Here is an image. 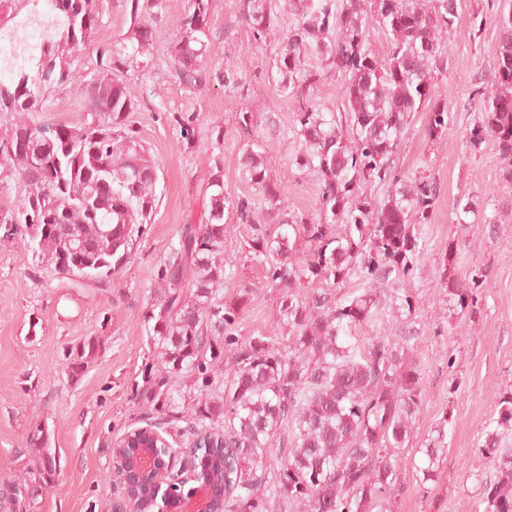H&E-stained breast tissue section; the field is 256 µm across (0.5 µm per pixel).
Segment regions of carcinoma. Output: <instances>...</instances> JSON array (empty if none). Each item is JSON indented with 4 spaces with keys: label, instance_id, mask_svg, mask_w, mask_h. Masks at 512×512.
Returning a JSON list of instances; mask_svg holds the SVG:
<instances>
[{
    "label": "carcinoma",
    "instance_id": "carcinoma-1",
    "mask_svg": "<svg viewBox=\"0 0 512 512\" xmlns=\"http://www.w3.org/2000/svg\"><path fill=\"white\" fill-rule=\"evenodd\" d=\"M125 2L130 26L122 47L103 45L87 64L78 58L99 25L94 0H0V22L31 3L56 19L39 54L0 80V115L11 118L0 134V183L17 185L14 203L0 210V228L7 234L25 228L24 250L64 285L79 284L73 275L89 271L107 286L132 258L156 203V166L127 124L140 100L115 73L152 47L164 0ZM289 10L297 23L280 40L276 73L280 91L297 104L302 148L294 163L317 174L319 212L310 220L286 212L285 188L271 177L263 145L246 146L241 162L242 178L266 200L263 219L249 199L225 187L222 160L214 157L202 210L180 227L161 265L166 287L146 315L157 364L145 365L132 399L166 421L173 439L183 431L224 437V447L198 451L190 480L212 486L224 512H282L284 506L376 512L389 502L405 464L422 385L418 367L404 362L417 339L415 296L403 288L386 295L379 285L412 275L440 191L430 175L405 176L393 156L416 112H427L429 138L448 131L450 112L437 81L448 66L443 36L457 18V0H289ZM210 14L211 0H185L178 17L170 58L185 89L237 84L233 71L207 64ZM242 16L256 41L278 26L273 0H243ZM372 21L385 37L382 56L368 46ZM498 23L491 86L473 90L483 112L466 138L475 152L488 141L495 145L502 179L511 184L512 10H500ZM308 54L344 77L341 111L325 112L306 94L318 80L304 68ZM66 86L85 89L81 124L30 119L43 111L48 90ZM375 184L388 193L372 196L368 187ZM226 209L250 225L252 252L282 289L284 344L242 338L237 312L218 298L231 276L224 263ZM299 242L306 246L301 259L293 256ZM353 279L357 288L336 294ZM317 281L326 287H313ZM482 284L446 271L440 288L456 317L465 319L475 313ZM390 314L404 320L403 335H366ZM100 350L99 340L89 338L68 354L69 376L83 375ZM174 375L190 379L197 395L173 389ZM447 424L445 418L434 427L418 450L414 467L424 482L435 481L447 452ZM29 445L43 451L47 466L38 482L47 484L54 456L38 434ZM272 455L277 465L269 471L264 460ZM478 456L490 470L479 487L485 512H512V393L499 400L497 426L485 432ZM31 483L13 482L11 500H26ZM131 488L145 512L156 508L153 482L134 479Z\"/></svg>",
    "mask_w": 512,
    "mask_h": 512
}]
</instances>
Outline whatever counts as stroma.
<instances>
[{
    "instance_id": "obj_1",
    "label": "stroma",
    "mask_w": 512,
    "mask_h": 512,
    "mask_svg": "<svg viewBox=\"0 0 512 512\" xmlns=\"http://www.w3.org/2000/svg\"><path fill=\"white\" fill-rule=\"evenodd\" d=\"M504 0H461L451 32L445 34L448 69L439 91L451 122L436 139L426 134L425 113H415L395 156L408 173L434 175L441 187L427 224V249L406 290L417 297L413 318L418 339L407 353L422 377V413L412 426L405 455H414L440 420H447L448 449L435 481H423L413 468L400 472L392 512H483L477 492L476 458L485 432L498 416L499 394L512 390V184L500 178V160L489 145L474 153L464 135L481 115L475 83L491 79L499 26L495 13ZM183 0H165L154 22L156 38L148 68H130L119 78L136 86L141 105L128 122L158 165L156 209L134 247L132 260L108 287L86 284L61 289L47 270L27 254L19 236L0 232V512H110L115 489L109 478L112 441L143 415L131 399V383L141 381L149 356L144 321L154 292L163 288L160 267L182 224L199 215L200 188L213 156L224 162V184L233 194L255 197L241 178L246 142H263L274 178L288 188V210L312 218L320 208L315 174L293 159L295 103L279 89L274 66L276 44L255 41L240 12V0H212V69L236 73L233 88L214 84L192 94L174 78L169 47ZM99 26L84 51L118 44L129 26L125 0H96ZM82 93L60 88L45 97L40 117L78 123ZM255 112L249 129L238 123L241 109ZM196 116L195 136L185 139L175 118ZM472 199L474 214L464 224L451 220L457 199ZM251 228L236 213L224 215V259L233 275L223 285L225 305L238 315L241 336L280 338L279 290L250 251ZM457 244L458 276L480 274L482 297L474 319L461 335L451 333L448 302L440 276L449 244ZM99 338L101 351L79 380L69 378L66 356L86 338ZM56 457L48 487L36 489L24 504L4 493L6 481L29 476L43 466L29 444L34 430Z\"/></svg>"
}]
</instances>
